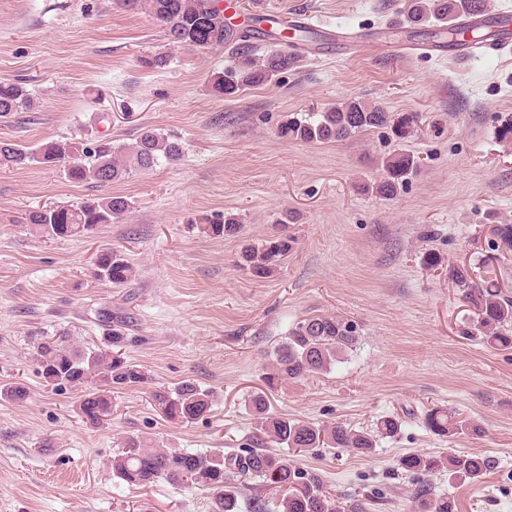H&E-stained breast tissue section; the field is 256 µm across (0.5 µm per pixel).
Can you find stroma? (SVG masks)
Here are the masks:
<instances>
[{
	"instance_id": "obj_1",
	"label": "stroma",
	"mask_w": 512,
	"mask_h": 512,
	"mask_svg": "<svg viewBox=\"0 0 512 512\" xmlns=\"http://www.w3.org/2000/svg\"><path fill=\"white\" fill-rule=\"evenodd\" d=\"M403 4L260 0L270 15L312 9L328 25L382 29L403 19ZM158 52L169 53L166 68L143 66ZM233 61L225 47H170L147 13L121 0H0V82L22 83L35 102L0 117V139L34 148L101 133L123 144L152 127L185 146L180 162L103 188L71 183L57 167L0 169V386L29 392L0 398V512H211V491L128 485L112 456L132 436L154 448L239 451L255 431L245 402L263 388L273 348L315 314L353 322L357 348L329 373L280 385L272 410L363 430L388 414L406 420L372 455L313 448L297 466L366 512H414L417 480L397 470L399 456H489L496 466L479 480L427 481L457 512H512V349L468 334L469 306L448 278L449 264L464 263L512 297V256L491 257L492 227L512 224V56L456 63L370 48L301 57L267 85L215 95L212 76ZM354 98L414 113L413 133L398 142L380 128L328 144L277 134L290 115ZM101 112L109 123L97 124ZM400 148L418 167L380 197L382 161ZM108 193L128 197L132 211L92 233L48 239L22 222L33 208ZM287 210L295 244L276 276L255 279L237 256L275 234ZM223 213L239 217L237 237L200 232L197 215ZM107 247L133 265L128 285L95 277ZM103 309L130 314L126 354L152 381L113 394L109 424L92 428L79 415L82 389L46 386L32 354L62 333L101 342ZM186 380L210 389L213 407L174 423L150 394ZM437 406L482 433L431 434L422 417Z\"/></svg>"
}]
</instances>
